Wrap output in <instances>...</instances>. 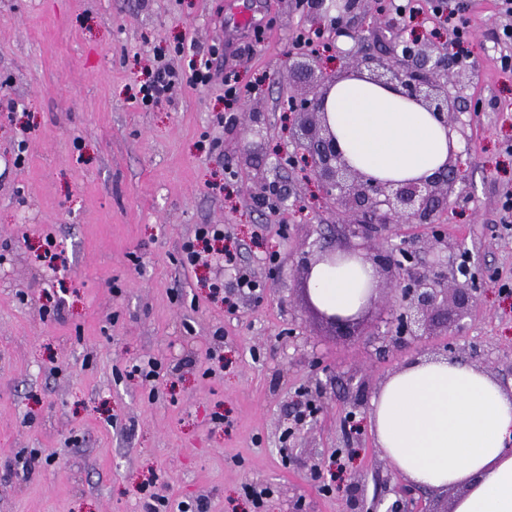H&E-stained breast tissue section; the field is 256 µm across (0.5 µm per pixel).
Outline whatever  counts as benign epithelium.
<instances>
[{"label":"benign epithelium","mask_w":512,"mask_h":512,"mask_svg":"<svg viewBox=\"0 0 512 512\" xmlns=\"http://www.w3.org/2000/svg\"><path fill=\"white\" fill-rule=\"evenodd\" d=\"M325 2H295L311 18V31H329L337 40L351 39L354 46L344 56L352 68L375 73L374 80L384 86L400 87L403 96L424 106L449 131L465 135L458 125L460 105L448 82L460 74H472L473 68L460 66L450 41L432 35L407 37L399 21L391 17L384 22L390 33L388 56L380 58L368 51L366 37L350 25L349 16L358 0H343L333 17L324 11ZM296 65L319 78L308 92L289 97L288 112L298 118L290 136L294 151L278 155L276 166H300L315 178L321 198L333 205L348 238L363 241L367 252L362 258L385 274L390 289L398 294L397 304L387 311V331L380 339L397 351H406L412 339L434 335V319L440 315L445 316L444 331L462 334L465 319L476 305L477 277L441 258L432 263L420 261L422 246L416 240L402 239L386 247L382 243L396 223L434 224L449 205L467 201L462 172L471 157L462 152L450 154L446 165L430 178L391 182L363 175L347 164L327 121V90L335 77L324 72L318 53L301 56ZM431 243L439 255L464 252L462 243H450L438 232ZM397 494L399 499L385 512H428L414 497V490L402 487Z\"/></svg>","instance_id":"benign-epithelium-1"}]
</instances>
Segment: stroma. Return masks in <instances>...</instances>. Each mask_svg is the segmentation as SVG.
Masks as SVG:
<instances>
[{
	"mask_svg": "<svg viewBox=\"0 0 512 512\" xmlns=\"http://www.w3.org/2000/svg\"><path fill=\"white\" fill-rule=\"evenodd\" d=\"M455 3L476 30L477 74L453 89L481 105L463 114L457 140L472 157V199L396 233L423 241L438 228L463 242L480 301L463 335L424 336L400 353L373 337L389 291L346 336L307 301L302 253L347 240L316 181L274 166L289 147L283 102L306 88L293 65L305 10L247 0L250 19L236 27L234 0H0V90L17 104H0V512H145L151 480L207 512H370L404 483L368 422L387 377L477 344L487 373L512 386V294L491 281L512 280L498 209L512 187V75L497 62L494 0ZM202 54L245 88L258 134L243 132L219 81L136 101L155 58ZM260 175L309 210L254 197ZM202 224L223 226L236 266L182 265ZM49 238L65 260L53 270L38 260ZM242 271L255 292H238ZM215 282L233 307L212 297ZM212 352L222 368L211 369ZM147 356L168 376L153 402L150 383L121 375ZM315 389V413L295 423ZM35 448L50 461L22 474ZM340 448L344 469L322 486L311 470L329 469ZM249 486L268 489L261 510Z\"/></svg>",
	"mask_w": 512,
	"mask_h": 512,
	"instance_id": "obj_1",
	"label": "stroma"
}]
</instances>
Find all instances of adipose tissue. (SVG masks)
<instances>
[{
    "label": "adipose tissue",
    "instance_id": "adipose-tissue-1",
    "mask_svg": "<svg viewBox=\"0 0 512 512\" xmlns=\"http://www.w3.org/2000/svg\"><path fill=\"white\" fill-rule=\"evenodd\" d=\"M345 158L381 181L432 176L456 141L419 103L366 74L337 77L327 97ZM376 279L346 254L317 264L309 294L322 311L357 315ZM376 443L410 483L453 491L452 512H512V392L450 358L409 362L377 390L369 412Z\"/></svg>",
    "mask_w": 512,
    "mask_h": 512
}]
</instances>
